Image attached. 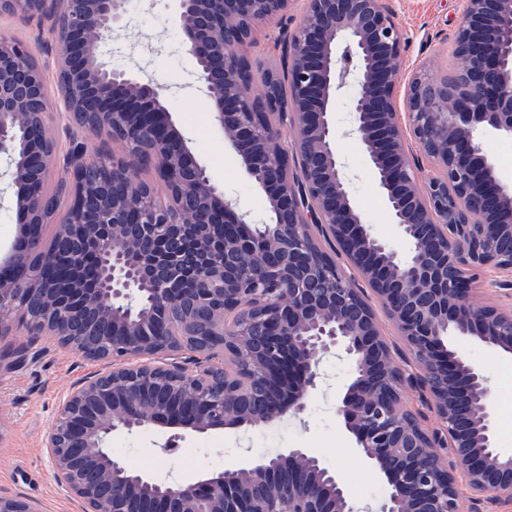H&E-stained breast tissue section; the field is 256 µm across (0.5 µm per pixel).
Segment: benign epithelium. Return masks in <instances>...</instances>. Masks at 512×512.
Here are the masks:
<instances>
[{
    "mask_svg": "<svg viewBox=\"0 0 512 512\" xmlns=\"http://www.w3.org/2000/svg\"><path fill=\"white\" fill-rule=\"evenodd\" d=\"M293 2L177 0L176 8L213 119L265 191L267 224L247 223L211 181L172 120L163 84L102 60L101 43L126 24L127 0H53L66 128L120 144L123 155L106 164L75 140L59 153L44 68L29 44L0 39V158L21 223L0 261V338L26 331L16 365L42 337L86 356L65 342L75 323L96 342L105 368L71 386L43 440L80 512H356L341 476L301 448L175 485L112 456L120 430L207 434L301 413L318 355L332 349L353 365L336 413L386 479L382 512H461L459 477L473 501L512 500V455L496 445L486 373L447 346L450 336H472L512 354V306L472 301L488 270L490 287L512 288V184L499 180L481 143L488 132L512 135V0H465L454 33L461 65L441 78L399 73L408 37L390 0H303L297 17ZM46 4L0 0V13L33 18ZM270 22L279 25L281 64L259 72L242 48ZM350 81L351 134L401 250L371 234L352 198L334 115ZM420 154L436 167L423 190ZM144 167L156 185L135 177ZM55 168L70 203L45 245ZM381 311L413 367L393 362ZM182 351L196 357L182 361ZM257 387L264 403L245 408L243 394ZM406 387L439 427L403 408ZM0 512L41 508L0 491Z\"/></svg>",
    "mask_w": 512,
    "mask_h": 512,
    "instance_id": "obj_1",
    "label": "benign epithelium"
}]
</instances>
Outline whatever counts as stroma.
Instances as JSON below:
<instances>
[{
  "label": "stroma",
  "instance_id": "stroma-1",
  "mask_svg": "<svg viewBox=\"0 0 512 512\" xmlns=\"http://www.w3.org/2000/svg\"><path fill=\"white\" fill-rule=\"evenodd\" d=\"M403 30L409 37L399 62L401 73L425 69L436 76L452 73L458 59L453 32L460 20L461 0H392ZM175 0H141L128 9V22L117 29L104 48L112 68L147 76L179 92L169 109L178 127L190 138L198 160L212 181L223 188L239 212L253 223L270 221L263 190L241 168L238 157L211 115L206 92L201 91L192 58L182 47L174 20ZM52 15L29 19L0 15V36L29 43L37 62L46 69L48 83H55ZM171 53L168 68L156 56ZM340 155L348 166L350 189L375 237L395 244L400 231L393 224L384 197L364 159L360 141L348 135L346 107L335 114ZM18 234L10 188L9 166L0 159V258L7 255ZM474 364L484 368L493 388L498 410V446L512 454V355H493L473 338L454 341ZM97 362L54 347L19 369L0 370V490L22 494L40 504L43 512H79L78 504L56 483L42 448L43 436L55 406L77 378L97 370ZM352 365L339 352L323 354L321 378L309 393L307 409L285 415L271 425L244 427L208 434L184 431L172 440L168 428H148L132 433L115 432L112 453L137 470L159 480L180 482L227 467L245 465L262 457L304 449L327 468L338 471L356 506L381 512L387 497L384 480L353 449V440L336 414ZM191 448L195 456L182 461L179 449Z\"/></svg>",
  "mask_w": 512,
  "mask_h": 512
}]
</instances>
